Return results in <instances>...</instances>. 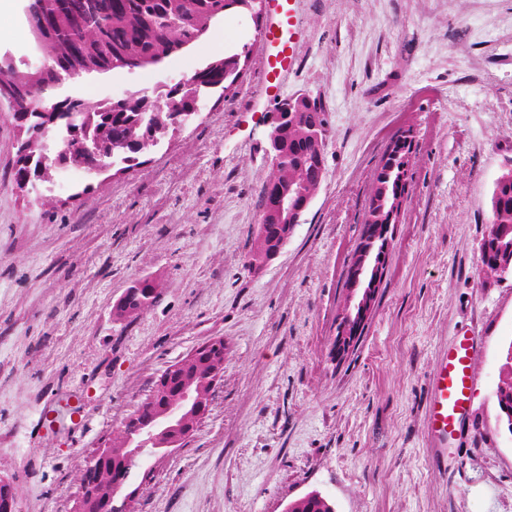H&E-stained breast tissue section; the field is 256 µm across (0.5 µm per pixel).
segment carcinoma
<instances>
[{
  "label": "carcinoma",
  "mask_w": 512,
  "mask_h": 512,
  "mask_svg": "<svg viewBox=\"0 0 512 512\" xmlns=\"http://www.w3.org/2000/svg\"><path fill=\"white\" fill-rule=\"evenodd\" d=\"M225 0H32L28 6L29 24L34 48L44 65L25 71L15 67L0 69V90L20 87L25 90L24 104L19 111H28L27 104L54 93L53 85L72 75L124 70L135 58L151 66L182 50L195 34L225 14ZM225 60L220 59L200 73V84L191 85L179 94L161 91L157 94L164 110L146 102L136 94L112 100H79L81 112L76 118L78 133L64 124L56 125L63 137L64 151L76 167L93 169L97 157L87 151L93 142H109L112 151L125 163L153 145L172 126V117L207 92L206 86L224 80ZM327 112L318 99L300 103L288 113V121L279 127V135L270 143L275 159L263 188L261 216L257 224L251 264L260 265L278 246L284 227L272 223L269 202L273 190H295L313 183L320 174L316 145L327 132ZM56 154L44 150L36 142L32 164L15 162L14 179L28 176L38 167H54ZM489 247L495 260L512 270V167L496 181L491 196ZM159 296L157 284L144 279L123 299L119 312L131 314L152 306ZM207 366L198 361L188 366L172 381L167 393L144 402L138 410L137 422L123 426L113 438L112 459L105 463L104 475L122 473L130 477L136 464L126 460L130 449L124 447L128 433L150 423L165 406L178 401L188 385L204 386ZM288 512H332L329 501L310 494L288 505Z\"/></svg>",
  "instance_id": "cac0c4a2"
}]
</instances>
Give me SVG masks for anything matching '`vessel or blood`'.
<instances>
[{"instance_id":"obj_1","label":"vessel or blood","mask_w":512,"mask_h":512,"mask_svg":"<svg viewBox=\"0 0 512 512\" xmlns=\"http://www.w3.org/2000/svg\"><path fill=\"white\" fill-rule=\"evenodd\" d=\"M267 26L263 40L270 47L267 58L272 78L292 72L297 65L298 21L288 8V0H266ZM474 339L462 337L450 349L433 374L430 388L428 427L436 441H444L460 425L467 411L473 383Z\"/></svg>"}]
</instances>
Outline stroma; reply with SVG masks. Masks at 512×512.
<instances>
[{
  "mask_svg": "<svg viewBox=\"0 0 512 512\" xmlns=\"http://www.w3.org/2000/svg\"><path fill=\"white\" fill-rule=\"evenodd\" d=\"M16 0L0 55L38 66ZM300 66L282 98L328 114L322 183L278 254L249 252L271 170L264 20L230 11L162 65L85 75L112 99L191 77L246 51L238 82L134 166L73 167L18 189L21 131L0 103V477L20 512H71L91 453L161 374L224 341V378L187 444L153 476L134 470L136 512H285L309 494L335 512H512V432L495 392L512 345V275L484 278L492 191L512 167V0H292ZM410 190L364 334L333 340L376 170L402 132ZM149 309L118 315L136 280ZM475 332L459 430L427 433L429 377ZM74 393L85 426L39 433L49 393Z\"/></svg>",
  "mask_w": 512,
  "mask_h": 512,
  "instance_id": "stroma-1",
  "label": "stroma"
}]
</instances>
